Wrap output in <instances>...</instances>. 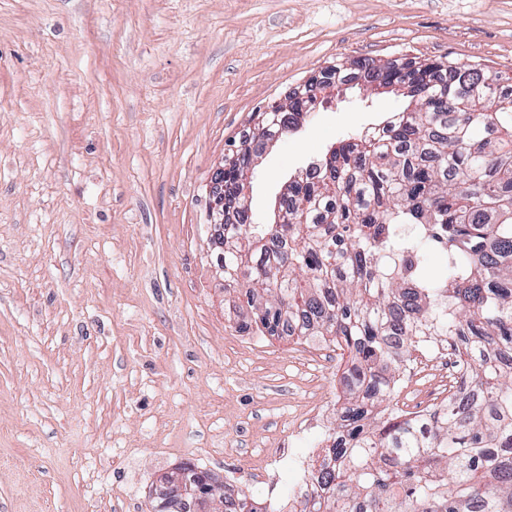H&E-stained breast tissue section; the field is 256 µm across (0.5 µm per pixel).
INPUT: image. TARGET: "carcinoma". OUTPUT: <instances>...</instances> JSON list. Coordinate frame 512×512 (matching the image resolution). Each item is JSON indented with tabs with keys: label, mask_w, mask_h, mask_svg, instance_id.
<instances>
[{
	"label": "carcinoma",
	"mask_w": 512,
	"mask_h": 512,
	"mask_svg": "<svg viewBox=\"0 0 512 512\" xmlns=\"http://www.w3.org/2000/svg\"><path fill=\"white\" fill-rule=\"evenodd\" d=\"M356 66L380 87L411 85L409 105L381 136L341 140L317 181L291 182L288 223L252 224L241 200L224 224V283L258 284L257 330L299 323L349 354L340 426L300 512H512V73L453 58ZM356 80L328 65L288 110ZM284 117L254 115L272 134ZM422 330L467 380L429 418L374 415L414 356L400 337Z\"/></svg>",
	"instance_id": "obj_1"
}]
</instances>
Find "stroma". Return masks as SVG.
I'll list each match as a JSON object with an SVG mask.
<instances>
[{
    "label": "stroma",
    "instance_id": "35a3bbf8",
    "mask_svg": "<svg viewBox=\"0 0 512 512\" xmlns=\"http://www.w3.org/2000/svg\"><path fill=\"white\" fill-rule=\"evenodd\" d=\"M512 69V0H0V512H152L187 463L260 505L326 444L339 358L259 336L207 188L253 114L330 64ZM399 92L317 102L248 174L252 223Z\"/></svg>",
    "mask_w": 512,
    "mask_h": 512
}]
</instances>
